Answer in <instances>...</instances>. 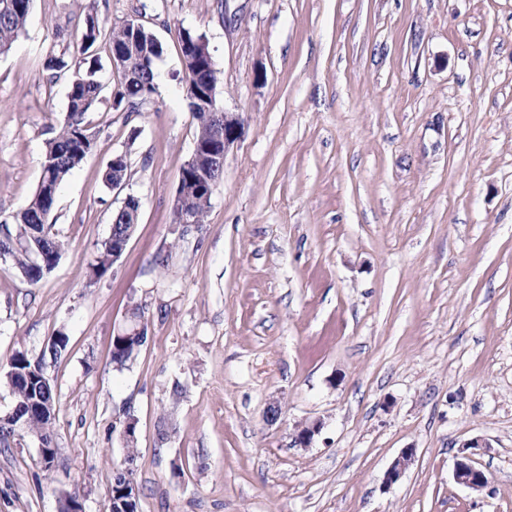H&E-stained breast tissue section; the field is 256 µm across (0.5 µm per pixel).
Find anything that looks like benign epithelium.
I'll use <instances>...</instances> for the list:
<instances>
[{
	"label": "benign epithelium",
	"instance_id": "1",
	"mask_svg": "<svg viewBox=\"0 0 512 512\" xmlns=\"http://www.w3.org/2000/svg\"><path fill=\"white\" fill-rule=\"evenodd\" d=\"M218 111L209 113L211 127V142L204 146L205 154H200L199 149H193L189 160L184 164V170L180 173L178 190H176L173 209L181 214V223L194 224L196 216L190 210L192 201L196 195L197 186L193 185L190 174L191 168L198 165L202 159H207L209 166L213 168L224 167V155L228 148L241 136L242 120L238 113L225 111L222 105H217ZM124 223L136 226L139 219V201L133 196L126 198L120 208ZM322 429V423L314 421L302 426L294 437V444L301 448L312 445L315 436ZM415 449L408 448L394 461L387 470L384 484L388 487L397 483L414 461ZM453 477L457 484L475 491H481L490 484V478L485 471L476 467L470 457L463 455L456 460Z\"/></svg>",
	"mask_w": 512,
	"mask_h": 512
}]
</instances>
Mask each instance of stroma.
<instances>
[{
    "mask_svg": "<svg viewBox=\"0 0 512 512\" xmlns=\"http://www.w3.org/2000/svg\"><path fill=\"white\" fill-rule=\"evenodd\" d=\"M88 0H32L0 54V204L35 193L78 76ZM162 44L156 91L113 108L98 54L94 146L57 190L61 256L39 284L0 257V415L19 352L57 391L51 470L37 434L0 451V512H84L135 422L140 512H512V0H98ZM205 37L244 129L204 223L173 199L197 122L180 34ZM128 180L107 186L113 155ZM139 220L91 268L127 196ZM140 311L125 368L112 338ZM67 337L60 356L50 347ZM283 409L267 425L270 401ZM319 420L312 447L297 426ZM412 465L384 476L404 449ZM488 473L453 479L461 455ZM139 210L140 209H139L138 199L133 196L127 197L124 202V205L120 208V213L123 214L124 223L130 224L131 229H130V225H127L126 227H124V231H128L129 229H130V231L123 238V241L120 244L121 245V249H120L118 242L115 243V245H113V247H112V238H113V234H114V225H112V236L110 239L108 238L104 242L103 248L100 253V256L98 257L97 263L95 265H93V268H92L93 276L96 279L103 277L107 273V271L110 269L112 264H114L115 261L117 260V258L121 255L122 251L124 250L127 242L129 241V239L134 231L136 224L138 223ZM118 249H120L118 252L120 254L118 256L113 257V259H114V263H113L112 255L116 254V251ZM453 477L457 484L475 491H481L490 484L487 473L476 467L466 455L456 460Z\"/></svg>",
    "mask_w": 512,
    "mask_h": 512,
    "instance_id": "35a3bbf8",
    "label": "stroma"
}]
</instances>
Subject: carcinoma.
Instances as JSON below:
<instances>
[{
	"mask_svg": "<svg viewBox=\"0 0 512 512\" xmlns=\"http://www.w3.org/2000/svg\"><path fill=\"white\" fill-rule=\"evenodd\" d=\"M22 7L9 6L8 0H0V53L8 51L24 29L32 0H18ZM187 69V98L189 109L197 113V143L209 141V129L203 113L211 111V97L216 95L219 71L208 48L198 44L202 36L185 31L180 35ZM103 43L107 52L121 53L119 66L124 80L114 95L113 107L123 112H138L142 104L155 93L154 65L163 54L162 44L143 25L135 22L110 28L103 34L96 6H91L84 18L80 35V57L75 67H86L69 94V107L63 124L52 129L47 141L41 179L29 201L20 209L8 214L10 221L3 222L4 233L0 234V254L13 257L23 277L38 284L44 275L57 263L62 243L52 231L49 217L55 207L56 193L64 179L86 158L94 144L92 133L85 124V114L99 99L101 84L95 79L96 60L86 57L88 51ZM38 225V231L49 240L46 258L39 250L41 238L31 234L30 226ZM120 249L108 239L104 242L97 263L93 265V276L103 277L113 264L112 255ZM144 344L140 336L119 334L112 338V362L123 368ZM50 419L38 415L22 416L11 426L0 431V446L7 447L20 431L41 432L47 429Z\"/></svg>",
	"mask_w": 512,
	"mask_h": 512,
	"instance_id": "1",
	"label": "carcinoma"
}]
</instances>
